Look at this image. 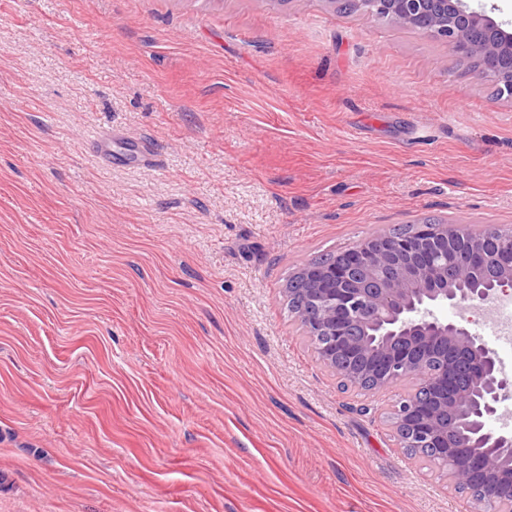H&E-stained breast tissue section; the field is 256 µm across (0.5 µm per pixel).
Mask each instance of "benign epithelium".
Masks as SVG:
<instances>
[{
	"instance_id": "obj_1",
	"label": "benign epithelium",
	"mask_w": 512,
	"mask_h": 512,
	"mask_svg": "<svg viewBox=\"0 0 512 512\" xmlns=\"http://www.w3.org/2000/svg\"><path fill=\"white\" fill-rule=\"evenodd\" d=\"M356 12L442 40L473 73L512 100V31L466 0H347ZM310 288L295 316L324 366L345 386L374 382L383 392L412 389L391 420L404 448L449 459L458 487L478 493L480 512L512 510V433L486 420L512 391L497 354L461 322L440 317L448 304L512 292V231L488 225L421 223L373 234L336 260L300 267Z\"/></svg>"
}]
</instances>
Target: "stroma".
<instances>
[{
	"label": "stroma",
	"instance_id": "stroma-1",
	"mask_svg": "<svg viewBox=\"0 0 512 512\" xmlns=\"http://www.w3.org/2000/svg\"><path fill=\"white\" fill-rule=\"evenodd\" d=\"M427 217L512 225V100L438 39L329 0H0V512L471 502L399 447L406 387L342 389L286 308Z\"/></svg>",
	"mask_w": 512,
	"mask_h": 512
}]
</instances>
